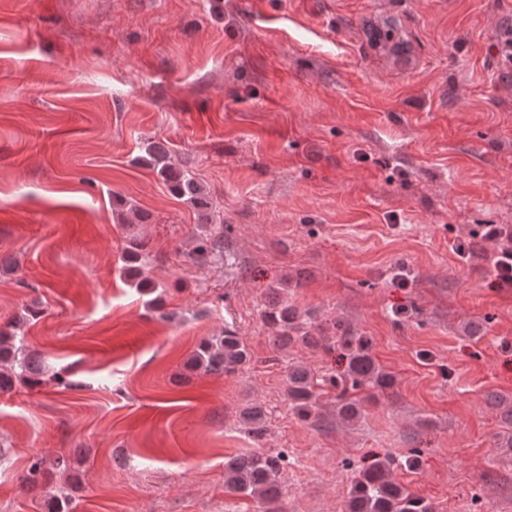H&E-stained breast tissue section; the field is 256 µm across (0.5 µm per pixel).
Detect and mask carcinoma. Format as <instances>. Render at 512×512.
<instances>
[{"instance_id":"1","label":"carcinoma","mask_w":512,"mask_h":512,"mask_svg":"<svg viewBox=\"0 0 512 512\" xmlns=\"http://www.w3.org/2000/svg\"><path fill=\"white\" fill-rule=\"evenodd\" d=\"M140 161L155 169L169 184L171 190L185 198L195 209H210L203 187L177 167L170 153L159 144H150ZM145 243L129 239L124 272L139 279L138 286H149L151 279L145 275L143 251ZM274 300L265 304L262 318L273 333L274 344L284 349L295 343L310 347L330 346L338 343L345 351V374L328 379L336 390V413L343 420H352L361 414L364 404L374 399V391L393 385V375L381 368L370 353V342L364 336H353L341 321L332 322L335 334L324 335L320 324L302 328L300 312L279 297L273 290ZM24 320L0 326V391L6 392L16 382L37 383L42 374L39 356L24 353L22 337L18 336ZM251 360V353L243 340L230 330L224 335L202 340L192 358V366L210 374L234 373ZM286 395L297 417L312 425L324 422L319 412L323 392L314 377L301 367L288 371ZM244 425L254 440H262L267 432L264 411L258 406L245 409ZM285 456L281 452L258 451L235 457L224 463V488L240 497H248L260 506V512H279L275 504L280 500L282 470ZM74 470V460L58 456L47 462L37 459L31 463L22 479L23 487L32 489L40 481L55 473ZM345 512H435L430 501L410 491L394 477V462L385 458L361 468L354 478Z\"/></svg>"}]
</instances>
